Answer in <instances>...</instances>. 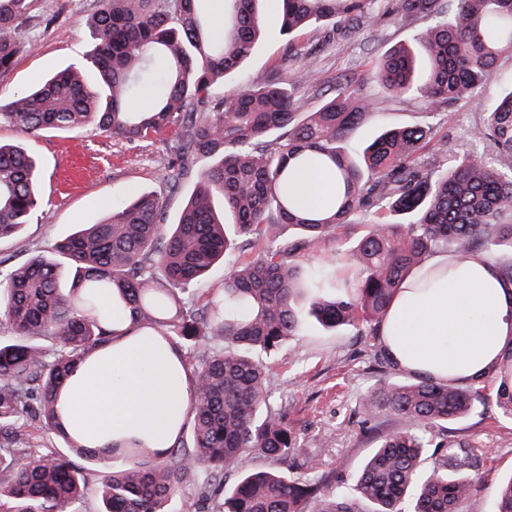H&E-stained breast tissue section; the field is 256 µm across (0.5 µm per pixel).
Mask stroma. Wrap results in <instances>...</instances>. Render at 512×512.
I'll return each instance as SVG.
<instances>
[{"instance_id": "obj_1", "label": "stroma", "mask_w": 512, "mask_h": 512, "mask_svg": "<svg viewBox=\"0 0 512 512\" xmlns=\"http://www.w3.org/2000/svg\"><path fill=\"white\" fill-rule=\"evenodd\" d=\"M386 7V0H377L372 22L309 29L298 37L300 46L311 50V68L323 87H332L346 76L375 104L374 115L353 134L350 149H360L384 126L422 123L449 135L457 150H482L471 130L482 114L492 111L493 90L435 109L416 96L390 95L374 81L380 55L410 41L420 27L419 22L394 18ZM96 8L97 0H29L31 22L23 37L31 48L18 57L10 73L0 77V97L26 91L79 60L87 49V28ZM284 52L280 38L261 41L240 74L228 79V86L277 77ZM0 141L23 144L38 157L43 170L42 204L32 223L18 235L0 240V263L7 267L21 265L39 252L50 253L57 238L75 225L101 221L113 203L133 191L164 195L175 215L195 187L188 181L178 193L167 194L162 177L174 151L169 136L136 146L106 133L54 131L33 136L0 123ZM258 358L267 367V389L274 406L288 414L297 458L317 460L322 470L353 479L380 437L409 427L386 412L370 419L363 413V394L381 380L372 368L366 337L311 326L275 352L259 353ZM447 433L489 448L465 512H496V489L512 478V419L496 406L479 404L463 418L449 422Z\"/></svg>"}]
</instances>
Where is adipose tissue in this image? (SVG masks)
<instances>
[{
  "label": "adipose tissue",
  "instance_id": "ef3b65f1",
  "mask_svg": "<svg viewBox=\"0 0 512 512\" xmlns=\"http://www.w3.org/2000/svg\"><path fill=\"white\" fill-rule=\"evenodd\" d=\"M297 189L307 206H326L336 193L328 170H301ZM428 287L407 283L394 301L383 336L399 365L444 379L475 377L512 345V293L492 264L469 263L449 272L445 255L434 257ZM193 386L172 352L128 336L93 353L58 396L62 424L91 448L140 440L169 447Z\"/></svg>",
  "mask_w": 512,
  "mask_h": 512
}]
</instances>
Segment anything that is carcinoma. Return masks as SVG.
Listing matches in <instances>:
<instances>
[{"label": "carcinoma", "instance_id": "cac0c4a2", "mask_svg": "<svg viewBox=\"0 0 512 512\" xmlns=\"http://www.w3.org/2000/svg\"><path fill=\"white\" fill-rule=\"evenodd\" d=\"M200 0H98L88 50L72 64L4 101L0 122L30 135L92 130L129 142L172 131L179 154L165 176L171 189L187 160L210 164L174 220L166 202L139 192L98 224H81L37 255L0 269V512H81L91 491L84 459L96 465L98 512H165L193 481L183 512H464L488 450L450 439L444 424L474 402L512 417V347L468 385L427 374L366 392L369 417L389 411L411 429L382 439L354 479L294 459L286 413L272 406L266 372L253 351L270 352L312 321L349 327L374 340L375 366L394 368L381 328L405 282L439 253L448 269L493 264L512 286V87L473 128L489 152L448 153V138L421 124L384 129L355 156L345 139L372 103L345 80L313 112H301L272 78L222 92L224 81L267 31L262 0H222L221 28ZM288 84L319 80L294 38L311 26L372 19L375 0H279ZM447 0H393L391 13L436 17ZM28 0H0V76L28 48L20 38ZM512 60V0H456L452 17L388 49L373 76L397 96L431 107L455 104L501 76ZM149 95L133 101L138 87ZM328 167L338 193L310 211L293 177ZM36 157L0 144V239L19 232L39 208ZM363 231L349 237L350 225ZM332 237L350 275L297 259ZM236 250L224 286L205 287L213 267ZM71 267L63 282L57 258ZM140 333L182 359L194 398L170 447L87 448L60 424L57 393L94 351ZM210 336L223 347L199 358ZM43 429L69 455L32 441ZM427 472H421L425 459ZM497 512H512V478L497 489Z\"/></svg>", "mask_w": 512, "mask_h": 512}]
</instances>
